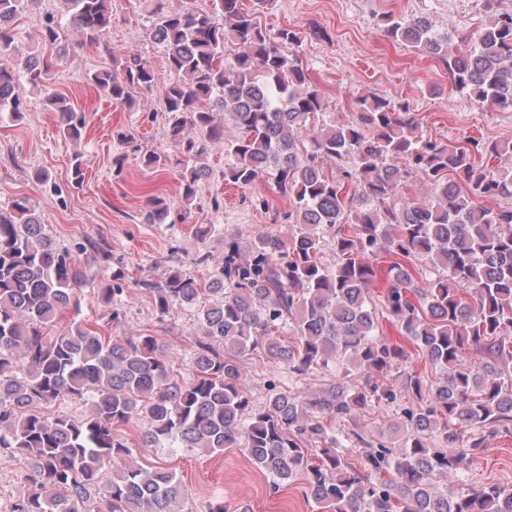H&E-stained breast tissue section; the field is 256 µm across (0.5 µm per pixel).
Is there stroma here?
<instances>
[{
  "label": "stroma",
  "mask_w": 512,
  "mask_h": 512,
  "mask_svg": "<svg viewBox=\"0 0 512 512\" xmlns=\"http://www.w3.org/2000/svg\"><path fill=\"white\" fill-rule=\"evenodd\" d=\"M257 7L258 19L269 33L291 27L304 32L298 47L304 65L321 91L325 109L317 124H345L355 115L354 97L382 96L408 102L423 132L457 143L468 136L486 141L512 137V110L478 106L462 100L452 89L446 69L416 50L391 44L377 23L379 13L394 11L406 16L426 15L436 31L474 43L488 21L484 0H265ZM66 25L61 0H35L24 12L16 51L30 53L40 38L46 18ZM322 36L310 34V26ZM151 17L144 0H112V26L105 39L113 51L135 54L154 74L153 89H138L126 106L112 104L89 81L112 61L102 48H75L58 72L46 80L47 94H60L86 124L80 141L64 135L54 110L39 96H28L19 116L0 114V208L26 195L38 205L43 223L61 251L80 254L86 285L81 292L80 316L103 327L109 336L157 337L160 357L182 376H190L197 344L198 308L175 306L161 315L153 297L137 287V280L163 279L179 268L206 279L224 256V232L237 231L247 242L262 234L288 237L292 227L283 219L289 209L286 196L266 177L247 187L224 182V144L211 142L203 159L207 176L185 219L173 224H148L144 214L151 198L178 206L180 172L186 159L169 138L159 91L173 75L163 49L150 36ZM158 157L159 166L147 163ZM123 157L122 170L112 161ZM82 162V178L73 174L74 160ZM48 181H38L40 171ZM216 225L215 233L198 238L197 225ZM111 251L125 273L124 292L111 302L102 294L112 286V268L80 253L88 242ZM208 255L198 264L199 255ZM244 385L253 406H261L270 390L293 392L296 381L287 370L264 354L253 353L240 361ZM418 372L425 385L440 381L414 348L387 373L365 377L318 370L306 380L318 391L333 382L348 388L372 380L391 388L396 402H369L352 419L332 421L336 435L357 430L367 441L397 447L406 432L404 410L419 399L405 385L408 372ZM132 463L166 465L181 478L193 512H209L224 502L245 506L250 512H320L303 495L302 485L273 491L272 479L259 471L237 448L206 453L190 448H137ZM32 461L22 455L0 454V512H12L31 488ZM487 483L512 485V435L502 432L486 437L473 463L459 480H447L449 491Z\"/></svg>",
  "instance_id": "stroma-1"
}]
</instances>
